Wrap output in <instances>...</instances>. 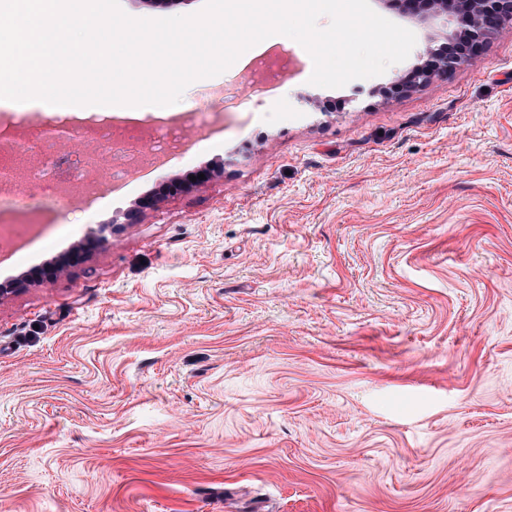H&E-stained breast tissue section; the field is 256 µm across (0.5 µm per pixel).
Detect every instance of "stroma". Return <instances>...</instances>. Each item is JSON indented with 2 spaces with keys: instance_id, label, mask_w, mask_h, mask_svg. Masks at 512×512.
<instances>
[{
  "instance_id": "obj_1",
  "label": "stroma",
  "mask_w": 512,
  "mask_h": 512,
  "mask_svg": "<svg viewBox=\"0 0 512 512\" xmlns=\"http://www.w3.org/2000/svg\"><path fill=\"white\" fill-rule=\"evenodd\" d=\"M339 88L248 64L196 81L211 125L70 201L0 283V512H512V27L473 66L394 92L426 48ZM83 133L31 162L76 151ZM222 167L174 195L167 179ZM141 207L138 223L126 212Z\"/></svg>"
}]
</instances>
